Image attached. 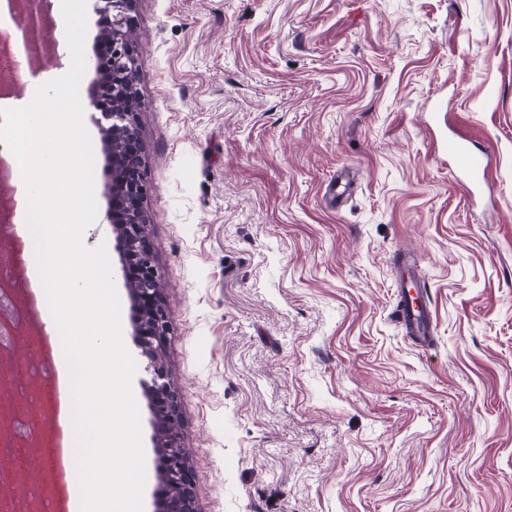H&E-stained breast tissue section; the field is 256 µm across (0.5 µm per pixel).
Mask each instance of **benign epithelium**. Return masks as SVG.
<instances>
[{
    "instance_id": "obj_1",
    "label": "benign epithelium",
    "mask_w": 512,
    "mask_h": 512,
    "mask_svg": "<svg viewBox=\"0 0 512 512\" xmlns=\"http://www.w3.org/2000/svg\"><path fill=\"white\" fill-rule=\"evenodd\" d=\"M7 2L18 28L26 31L47 25L43 0ZM98 2L97 13L105 23L101 38L107 50L94 54L92 64L98 79L89 102L100 111L98 126L105 146L107 195L112 205L110 222L121 254V273L124 282L137 284L129 290V298L133 334L151 374L142 388L154 410L155 512H196L192 472L185 462L179 433V393L164 362L169 314L156 287L154 258L141 211L146 167L137 113L118 104L121 99L139 97L133 0ZM117 136L122 138V149L115 152L112 141Z\"/></svg>"
}]
</instances>
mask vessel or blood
<instances>
[{
	"label": "vessel or blood",
	"mask_w": 512,
	"mask_h": 512,
	"mask_svg": "<svg viewBox=\"0 0 512 512\" xmlns=\"http://www.w3.org/2000/svg\"><path fill=\"white\" fill-rule=\"evenodd\" d=\"M442 151L454 158L468 177L469 188L479 187L489 179L488 161L481 152L471 151L464 140L448 139ZM423 257L413 251L400 254L402 278L397 289L394 318L407 336L419 343H427L431 336L432 316L427 297L426 282L422 276Z\"/></svg>",
	"instance_id": "1"
}]
</instances>
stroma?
Instances as JSON below:
<instances>
[{
  "label": "stroma",
  "mask_w": 512,
  "mask_h": 512,
  "mask_svg": "<svg viewBox=\"0 0 512 512\" xmlns=\"http://www.w3.org/2000/svg\"><path fill=\"white\" fill-rule=\"evenodd\" d=\"M132 14L142 208L197 512H512V0ZM433 112L489 151L481 197ZM95 114L87 245L116 267ZM404 249L425 257L426 347L392 316Z\"/></svg>",
  "instance_id": "obj_1"
}]
</instances>
